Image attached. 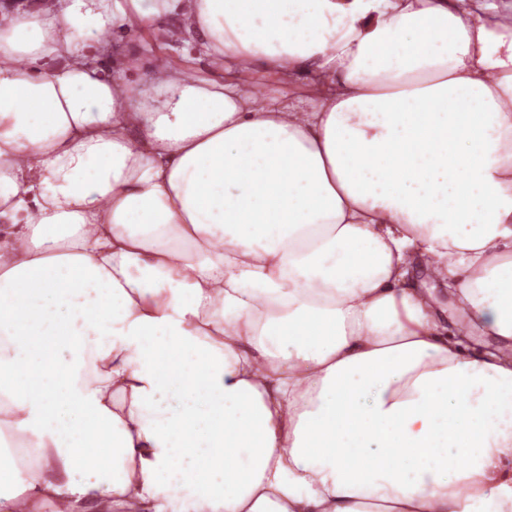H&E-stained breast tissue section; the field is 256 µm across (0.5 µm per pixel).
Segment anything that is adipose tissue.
<instances>
[{
	"instance_id": "obj_1",
	"label": "adipose tissue",
	"mask_w": 512,
	"mask_h": 512,
	"mask_svg": "<svg viewBox=\"0 0 512 512\" xmlns=\"http://www.w3.org/2000/svg\"><path fill=\"white\" fill-rule=\"evenodd\" d=\"M0 336V512H512V8L0 6ZM165 29L166 26L161 25L153 31L146 32L143 36L152 45L157 55L168 57L171 60H182V55L185 52L193 53L192 43L186 44L181 40L171 38ZM102 43L99 47L100 61L109 71L120 69L122 61L134 55L138 48L136 44L129 42H119L112 35L102 37Z\"/></svg>"
}]
</instances>
